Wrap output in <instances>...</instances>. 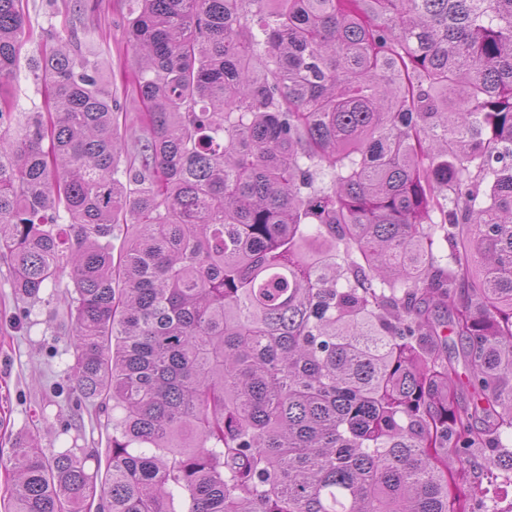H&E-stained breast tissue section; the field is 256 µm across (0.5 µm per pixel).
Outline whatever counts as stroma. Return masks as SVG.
Instances as JSON below:
<instances>
[{
  "mask_svg": "<svg viewBox=\"0 0 512 512\" xmlns=\"http://www.w3.org/2000/svg\"><path fill=\"white\" fill-rule=\"evenodd\" d=\"M24 4L31 36L22 48L14 82L16 111L43 105V90L34 85L27 64L42 49L40 33L45 29L76 35L83 51L97 61L103 84L123 97L122 73L135 63L126 45V0H95L92 10L84 9L80 0ZM72 287L65 270L43 289L40 300L21 299L6 261L0 259V506L7 503L11 489L9 448L27 433L38 434L46 456L71 451L92 472L106 464L111 430L93 409L76 406L72 393L73 326L64 302Z\"/></svg>",
  "mask_w": 512,
  "mask_h": 512,
  "instance_id": "obj_1",
  "label": "stroma"
}]
</instances>
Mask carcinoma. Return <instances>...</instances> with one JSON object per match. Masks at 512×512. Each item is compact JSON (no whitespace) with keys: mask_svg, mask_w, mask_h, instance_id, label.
<instances>
[{"mask_svg":"<svg viewBox=\"0 0 512 512\" xmlns=\"http://www.w3.org/2000/svg\"><path fill=\"white\" fill-rule=\"evenodd\" d=\"M126 32L132 152L54 30L12 111L0 0V255L27 299L71 269L73 394L112 411L102 482L16 439L10 512H497L512 0H130Z\"/></svg>","mask_w":512,"mask_h":512,"instance_id":"1","label":"carcinoma"}]
</instances>
